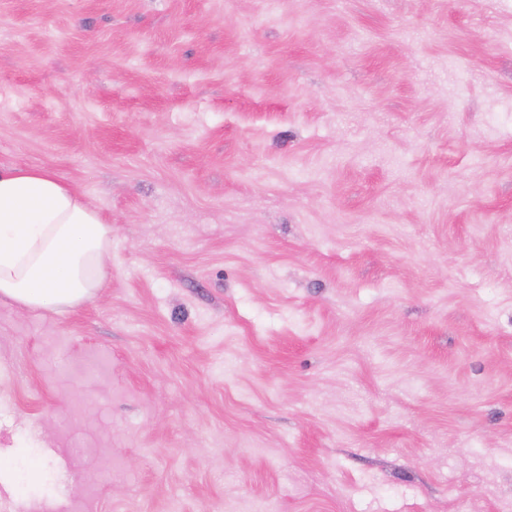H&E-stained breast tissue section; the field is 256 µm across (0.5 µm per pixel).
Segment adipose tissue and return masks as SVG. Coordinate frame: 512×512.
<instances>
[{"label": "adipose tissue", "instance_id": "adipose-tissue-1", "mask_svg": "<svg viewBox=\"0 0 512 512\" xmlns=\"http://www.w3.org/2000/svg\"><path fill=\"white\" fill-rule=\"evenodd\" d=\"M112 224L41 167L0 166V301L57 314L109 277Z\"/></svg>", "mask_w": 512, "mask_h": 512}]
</instances>
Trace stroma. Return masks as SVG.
Wrapping results in <instances>:
<instances>
[{
	"mask_svg": "<svg viewBox=\"0 0 512 512\" xmlns=\"http://www.w3.org/2000/svg\"><path fill=\"white\" fill-rule=\"evenodd\" d=\"M512 0H0V166L112 224L0 303V512H512Z\"/></svg>",
	"mask_w": 512,
	"mask_h": 512,
	"instance_id": "obj_1",
	"label": "stroma"
}]
</instances>
